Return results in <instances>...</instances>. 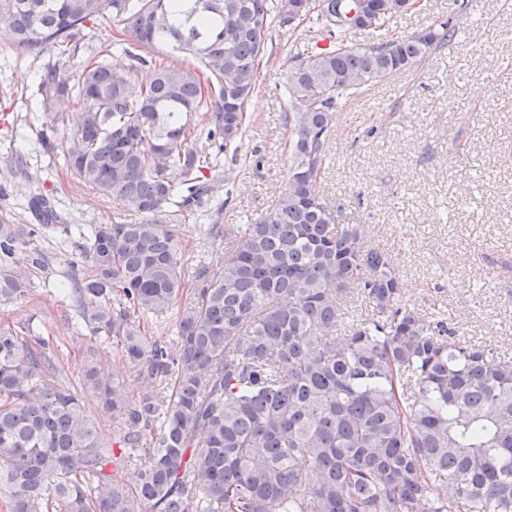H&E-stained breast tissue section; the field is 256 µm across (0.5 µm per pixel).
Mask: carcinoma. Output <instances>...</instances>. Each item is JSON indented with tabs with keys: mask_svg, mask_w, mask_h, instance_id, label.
I'll return each mask as SVG.
<instances>
[{
	"mask_svg": "<svg viewBox=\"0 0 512 512\" xmlns=\"http://www.w3.org/2000/svg\"><path fill=\"white\" fill-rule=\"evenodd\" d=\"M361 1L368 24L336 26ZM106 12L134 64L104 56L69 74L77 35ZM404 12V0H0V32L56 56L39 90L49 122L74 119L64 169L145 217L64 224L37 196L28 230L0 223V302L48 267L36 249L31 269L15 268L17 248L55 233L85 263L69 274L81 321L105 332L74 384L50 337L0 328L5 512H512V358L405 303L390 254L366 247L365 225L336 223L320 191L335 107L468 26L348 44ZM293 13L335 40L288 68V185L241 231L206 225L224 252L187 272L176 225L223 213L222 154L242 140L270 25ZM159 50L200 68L142 55ZM185 294L174 338H149ZM105 343L142 379L136 398L95 361ZM89 394L123 416L119 449Z\"/></svg>",
	"mask_w": 512,
	"mask_h": 512,
	"instance_id": "carcinoma-1",
	"label": "carcinoma"
}]
</instances>
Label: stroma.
Segmentation results:
<instances>
[{"mask_svg": "<svg viewBox=\"0 0 512 512\" xmlns=\"http://www.w3.org/2000/svg\"><path fill=\"white\" fill-rule=\"evenodd\" d=\"M468 14L465 36L421 63L390 75L335 114L323 192L340 205L342 223L367 227V244L388 251L408 304L434 313L468 343L512 356V0H420L397 22L350 36L360 47L407 36L434 21ZM111 18L88 22L75 63L106 49L118 66ZM309 22L272 27L246 112L238 150H227L229 180L214 195L225 203L221 224L242 228L269 209L288 181L286 76L290 60L328 42ZM50 53L18 49L0 35V222L27 225L31 197L47 196L68 224L137 223L124 202L73 181L56 149L72 122L47 123L38 75ZM178 256L191 267L218 256L197 221L178 227ZM47 273L25 297L0 302V321H30L61 345L68 377L78 380L88 329H75V307L59 283L68 251L39 243Z\"/></svg>", "mask_w": 512, "mask_h": 512, "instance_id": "35a3bbf8", "label": "stroma"}]
</instances>
